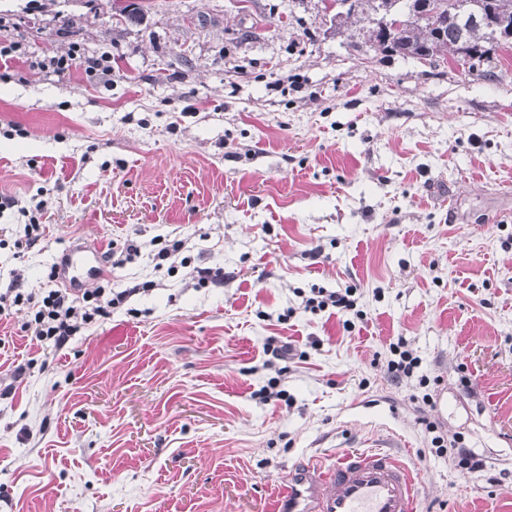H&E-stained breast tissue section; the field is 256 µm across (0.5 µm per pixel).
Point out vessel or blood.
Here are the masks:
<instances>
[{
  "label": "vessel or blood",
  "instance_id": "vessel-or-blood-1",
  "mask_svg": "<svg viewBox=\"0 0 512 512\" xmlns=\"http://www.w3.org/2000/svg\"><path fill=\"white\" fill-rule=\"evenodd\" d=\"M69 271L95 277L104 271L97 252L75 250ZM417 482L398 456L383 450H350L330 464L300 463L291 468L275 512H416Z\"/></svg>",
  "mask_w": 512,
  "mask_h": 512
}]
</instances>
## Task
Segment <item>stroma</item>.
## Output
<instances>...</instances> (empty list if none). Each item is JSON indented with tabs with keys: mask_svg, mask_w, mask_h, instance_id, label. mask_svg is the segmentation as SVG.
<instances>
[{
	"mask_svg": "<svg viewBox=\"0 0 512 512\" xmlns=\"http://www.w3.org/2000/svg\"><path fill=\"white\" fill-rule=\"evenodd\" d=\"M369 27L338 31L322 0H148L134 21L0 0L21 53L0 78V289L140 246L88 283L135 294L64 348L25 312L0 323V512H269L292 465L383 437L420 512H512V51L488 79L381 53ZM75 43L111 76L29 69ZM39 203L44 234L16 248ZM179 240L187 266L157 265ZM348 286L351 329L278 319ZM398 340L415 377L384 371ZM274 376L284 397L261 401ZM424 417L487 476L437 455ZM66 269L88 277L100 276L104 266L100 264L98 250H75L67 254Z\"/></svg>",
	"mask_w": 512,
	"mask_h": 512,
	"instance_id": "1",
	"label": "stroma"
}]
</instances>
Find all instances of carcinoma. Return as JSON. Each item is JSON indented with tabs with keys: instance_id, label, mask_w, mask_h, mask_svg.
Returning a JSON list of instances; mask_svg holds the SVG:
<instances>
[{
	"instance_id": "obj_1",
	"label": "carcinoma",
	"mask_w": 512,
	"mask_h": 512,
	"mask_svg": "<svg viewBox=\"0 0 512 512\" xmlns=\"http://www.w3.org/2000/svg\"><path fill=\"white\" fill-rule=\"evenodd\" d=\"M365 4L382 18L402 17L390 33L378 25L368 31L369 41L384 53L466 60L468 71L492 76L491 48L512 49V0H351L346 17L336 15L338 25Z\"/></svg>"
}]
</instances>
